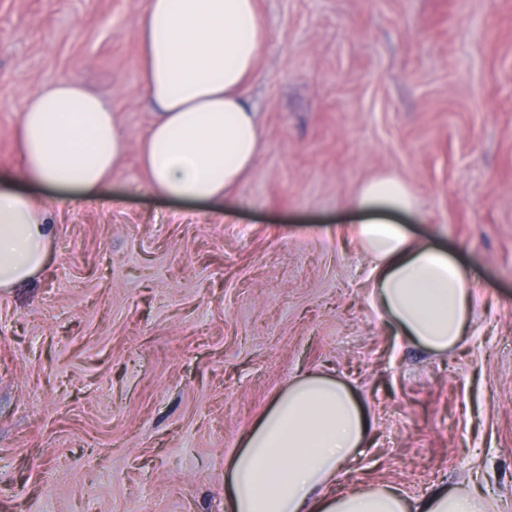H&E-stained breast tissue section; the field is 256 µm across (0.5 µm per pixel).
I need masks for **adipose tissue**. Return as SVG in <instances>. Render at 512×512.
<instances>
[{
	"instance_id": "obj_1",
	"label": "adipose tissue",
	"mask_w": 512,
	"mask_h": 512,
	"mask_svg": "<svg viewBox=\"0 0 512 512\" xmlns=\"http://www.w3.org/2000/svg\"><path fill=\"white\" fill-rule=\"evenodd\" d=\"M135 25L144 92L156 109L141 143L148 187L170 200L224 206L263 146L259 117L243 96L268 41L256 0H145ZM19 141L21 169L0 174V289L35 278L52 246L44 203L14 181L93 197L118 166L128 134L80 77L68 75L26 96ZM353 207L361 218L352 236L372 262L375 308L426 352L455 349L475 304L472 277L451 253L396 222L417 209L407 183L373 179ZM369 431L347 384L325 374L295 379L227 459V512H496L473 485L419 500L394 483L334 491Z\"/></svg>"
}]
</instances>
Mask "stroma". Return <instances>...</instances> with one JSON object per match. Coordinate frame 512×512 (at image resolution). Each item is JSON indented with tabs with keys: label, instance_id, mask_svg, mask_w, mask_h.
<instances>
[{
	"label": "stroma",
	"instance_id": "obj_1",
	"mask_svg": "<svg viewBox=\"0 0 512 512\" xmlns=\"http://www.w3.org/2000/svg\"><path fill=\"white\" fill-rule=\"evenodd\" d=\"M145 0H0V167L25 96L79 76L129 134L53 213L41 274L0 291V512H225L224 464L293 378L347 383L371 422L336 479L413 499L476 482L512 512V0H258L246 89L263 148L224 209L147 187ZM400 177L416 236L476 282L448 353L396 335L348 234Z\"/></svg>",
	"mask_w": 512,
	"mask_h": 512
}]
</instances>
